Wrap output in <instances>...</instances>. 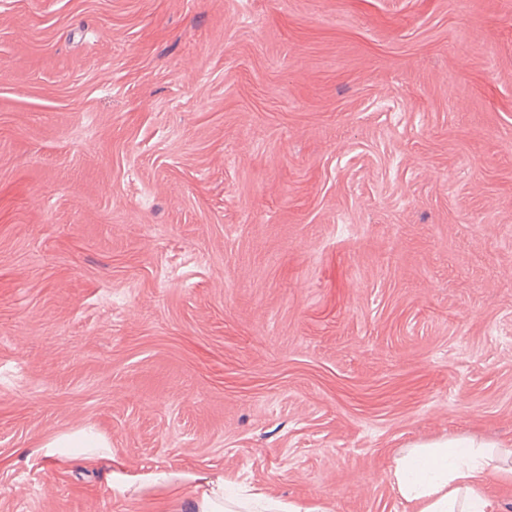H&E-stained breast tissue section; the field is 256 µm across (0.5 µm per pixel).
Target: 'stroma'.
<instances>
[{
  "mask_svg": "<svg viewBox=\"0 0 512 512\" xmlns=\"http://www.w3.org/2000/svg\"><path fill=\"white\" fill-rule=\"evenodd\" d=\"M88 425L321 512L512 441V0H0V512H168ZM25 457L28 467L37 471H67L75 466L96 467L105 462L111 495L117 498L130 496L132 483L128 475L123 470L112 468L109 438L92 427L55 433L40 440L34 448H28Z\"/></svg>",
  "mask_w": 512,
  "mask_h": 512,
  "instance_id": "35a3bbf8",
  "label": "stroma"
}]
</instances>
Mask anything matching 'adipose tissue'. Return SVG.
<instances>
[{
    "label": "adipose tissue",
    "instance_id": "1",
    "mask_svg": "<svg viewBox=\"0 0 512 512\" xmlns=\"http://www.w3.org/2000/svg\"><path fill=\"white\" fill-rule=\"evenodd\" d=\"M29 468L66 471L75 466L108 463V489L125 498L132 484L124 471L112 468V445L90 427L53 434L25 452ZM512 484V443L471 438L439 439L414 445L398 456L387 477L408 512H501L486 484L489 477ZM152 483L173 490L188 512H234L224 498V481L197 483L192 475L155 472Z\"/></svg>",
    "mask_w": 512,
    "mask_h": 512
}]
</instances>
